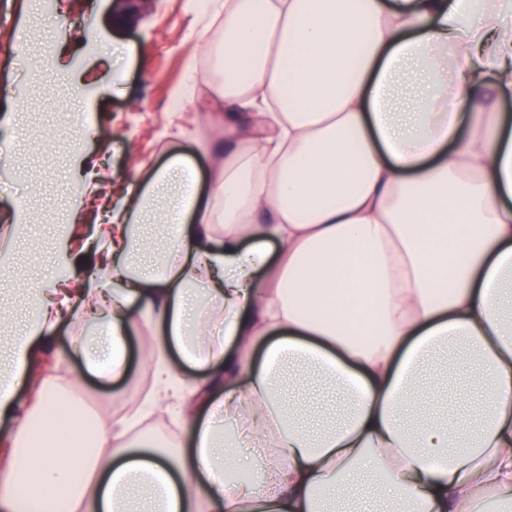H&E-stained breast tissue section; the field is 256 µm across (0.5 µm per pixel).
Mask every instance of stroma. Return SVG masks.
<instances>
[{
  "label": "stroma",
  "mask_w": 512,
  "mask_h": 512,
  "mask_svg": "<svg viewBox=\"0 0 512 512\" xmlns=\"http://www.w3.org/2000/svg\"><path fill=\"white\" fill-rule=\"evenodd\" d=\"M55 7L67 22L43 32L35 0H0V146L11 147L14 170L0 178V225L24 204L39 244L33 252L18 242L11 267L0 268V285L20 313L26 301L14 283L41 280L61 263L70 282L84 280L92 257L79 253L80 244L106 210L132 205L131 184L147 181L171 156L189 157L210 188L214 161L197 145L224 135L206 73L193 102L173 105L189 34L207 15L185 0H138L119 12L109 0H56ZM73 84L81 96L61 97ZM69 334L60 327L35 382L18 390V409L29 408L36 381L56 376L73 378L89 413L111 415L115 403H131L148 380L137 349L149 333L131 338L128 378L115 384L85 373Z\"/></svg>",
  "instance_id": "stroma-1"
}]
</instances>
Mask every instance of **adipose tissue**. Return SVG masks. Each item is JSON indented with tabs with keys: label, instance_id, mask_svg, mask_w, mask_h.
<instances>
[{
	"label": "adipose tissue",
	"instance_id": "ef3b65f1",
	"mask_svg": "<svg viewBox=\"0 0 512 512\" xmlns=\"http://www.w3.org/2000/svg\"><path fill=\"white\" fill-rule=\"evenodd\" d=\"M224 141L209 191L171 156L114 208L93 275L0 302V512H512V0H210ZM67 319L90 373L149 329L168 454L89 418L62 379L17 388ZM197 368L185 378L181 364ZM477 376L470 411L424 407ZM328 385L310 429L287 385Z\"/></svg>",
	"mask_w": 512,
	"mask_h": 512
}]
</instances>
